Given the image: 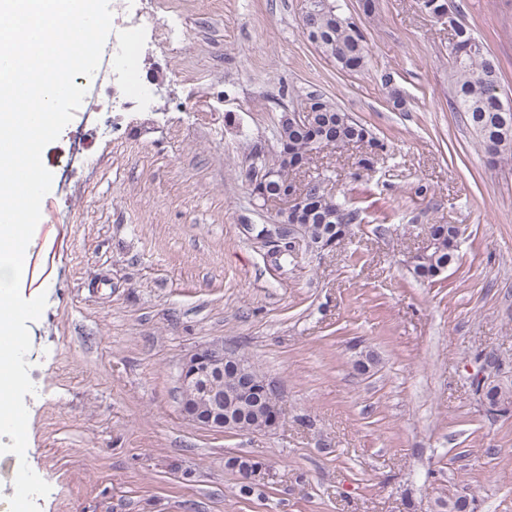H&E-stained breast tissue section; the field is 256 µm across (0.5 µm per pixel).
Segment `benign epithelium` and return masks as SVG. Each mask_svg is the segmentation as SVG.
Masks as SVG:
<instances>
[{
  "instance_id": "7a95c632",
  "label": "benign epithelium",
  "mask_w": 512,
  "mask_h": 512,
  "mask_svg": "<svg viewBox=\"0 0 512 512\" xmlns=\"http://www.w3.org/2000/svg\"><path fill=\"white\" fill-rule=\"evenodd\" d=\"M282 121L292 126L316 125L313 112H285ZM306 199V189L298 184L288 194L263 195L257 205L261 211L275 214L271 224H248L246 231L260 241L297 239L299 225L293 223L296 206ZM180 411L198 428L222 432L226 428H247L251 434H268L279 426V393L266 378H256L252 368L238 351L222 342L205 346L188 356L180 367ZM245 480L260 466L251 458L231 461Z\"/></svg>"
}]
</instances>
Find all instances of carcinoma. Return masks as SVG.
Segmentation results:
<instances>
[{
	"instance_id": "cac0c4a2",
	"label": "carcinoma",
	"mask_w": 512,
	"mask_h": 512,
	"mask_svg": "<svg viewBox=\"0 0 512 512\" xmlns=\"http://www.w3.org/2000/svg\"><path fill=\"white\" fill-rule=\"evenodd\" d=\"M426 14L433 20L444 19L458 40L457 47L449 51L451 59L452 110L460 112L474 131L480 147L493 166L512 168V104L499 107L502 75L500 67L491 58L487 46L462 22L456 0H425ZM324 12L302 14L301 27L308 41L313 36L325 45L337 67L346 73L364 71L370 60L367 38L353 18L345 15L336 0ZM312 101L316 111L322 113L324 122L315 131L294 129L278 121L272 131L270 144L244 139L241 148L251 160L250 168L271 167L276 173L273 184L286 189L295 177L294 166L307 165L315 149L312 135L323 136L336 151L359 142L365 148L357 161L359 168L369 170L385 150V144L364 124L356 121L332 97L322 92H310L300 102ZM303 236L309 240L322 237L339 246L353 234L359 212L350 200L327 192L318 201L304 205L302 215ZM434 247L416 258L412 265L415 276L432 281L440 276L456 257L458 241L451 224H433L429 230ZM484 396L489 404L503 413L512 409V380L495 375Z\"/></svg>"
}]
</instances>
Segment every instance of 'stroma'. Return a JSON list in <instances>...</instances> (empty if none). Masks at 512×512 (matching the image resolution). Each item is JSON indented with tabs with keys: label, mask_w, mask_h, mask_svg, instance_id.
I'll use <instances>...</instances> for the list:
<instances>
[{
	"label": "stroma",
	"mask_w": 512,
	"mask_h": 512,
	"mask_svg": "<svg viewBox=\"0 0 512 512\" xmlns=\"http://www.w3.org/2000/svg\"><path fill=\"white\" fill-rule=\"evenodd\" d=\"M341 2L370 49L354 75L303 35L305 0H131L183 32L174 53L143 37L151 106L106 108L100 133L69 123L42 152L58 172L79 135L97 164L43 198L67 219L28 245L22 295L47 296L24 398L27 462L51 487L40 512H440L455 493L512 512V413L465 382L488 351L512 378V170L487 164L450 106L446 26L417 0H380L375 21ZM458 3L512 98V0ZM388 71L405 111L387 103ZM315 90L387 150L362 176L358 151L321 154L362 221L334 251L300 243L277 260L245 230L263 218L239 140H270L282 105ZM433 224L462 236L428 283L410 257ZM217 340L277 383L275 431L182 416L181 362ZM233 456L262 463L257 493L241 494Z\"/></svg>",
	"instance_id": "obj_1"
}]
</instances>
